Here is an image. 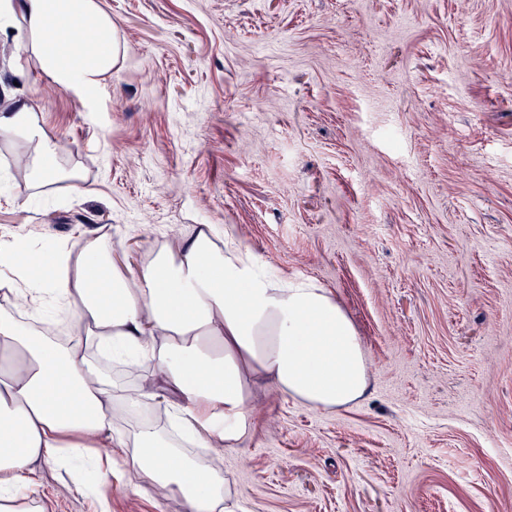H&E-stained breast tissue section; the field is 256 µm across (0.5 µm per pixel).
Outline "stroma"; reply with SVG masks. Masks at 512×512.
<instances>
[{"label": "stroma", "mask_w": 512, "mask_h": 512, "mask_svg": "<svg viewBox=\"0 0 512 512\" xmlns=\"http://www.w3.org/2000/svg\"><path fill=\"white\" fill-rule=\"evenodd\" d=\"M120 58L86 99L0 44L79 188L28 200L0 133V237L109 234L130 269L213 224L333 293L368 364L324 410L256 383L224 453L240 512H512V0H102ZM54 512H95L48 463ZM111 512H187L113 485Z\"/></svg>", "instance_id": "35a3bbf8"}]
</instances>
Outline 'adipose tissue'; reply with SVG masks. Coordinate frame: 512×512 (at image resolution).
Here are the masks:
<instances>
[{
    "label": "adipose tissue",
    "mask_w": 512,
    "mask_h": 512,
    "mask_svg": "<svg viewBox=\"0 0 512 512\" xmlns=\"http://www.w3.org/2000/svg\"><path fill=\"white\" fill-rule=\"evenodd\" d=\"M77 23L96 29L94 50L71 51ZM0 41L88 97L120 51L100 0H0ZM0 131L27 148L32 197L78 179L34 107L9 99ZM0 266L11 271L0 279V512H44L41 461L75 464L93 491L145 477L187 512H238L223 457L253 429V379L325 410L367 389L364 349L329 291L272 276L211 225L171 235L134 275L108 236L50 252L1 240ZM145 359L178 435L137 416L142 389L117 390L106 373L111 361L134 373ZM184 438L211 449L209 461L181 452Z\"/></svg>",
    "instance_id": "ef3b65f1"
}]
</instances>
